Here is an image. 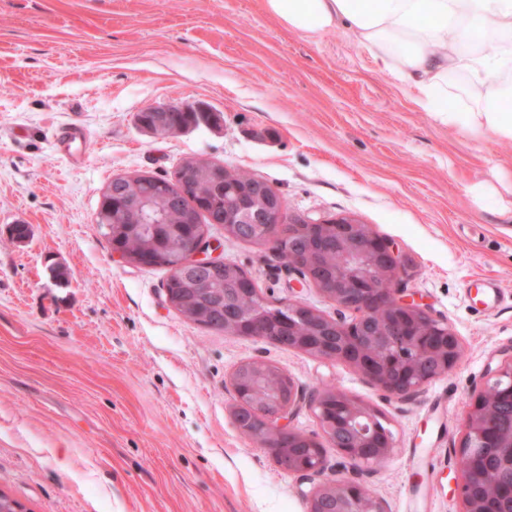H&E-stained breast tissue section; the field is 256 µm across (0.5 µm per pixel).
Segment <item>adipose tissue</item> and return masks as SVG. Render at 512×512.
Returning a JSON list of instances; mask_svg holds the SVG:
<instances>
[{
  "instance_id": "1",
  "label": "adipose tissue",
  "mask_w": 512,
  "mask_h": 512,
  "mask_svg": "<svg viewBox=\"0 0 512 512\" xmlns=\"http://www.w3.org/2000/svg\"><path fill=\"white\" fill-rule=\"evenodd\" d=\"M288 30L344 27L440 125L512 140V0H261Z\"/></svg>"
}]
</instances>
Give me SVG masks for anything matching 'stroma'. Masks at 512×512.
Returning <instances> with one entry per match:
<instances>
[{
  "label": "stroma",
  "mask_w": 512,
  "mask_h": 512,
  "mask_svg": "<svg viewBox=\"0 0 512 512\" xmlns=\"http://www.w3.org/2000/svg\"><path fill=\"white\" fill-rule=\"evenodd\" d=\"M414 96L346 30L294 33L259 0H0V491L27 512H306L311 484L229 413L231 372L259 360L384 414L395 448L366 482L389 512H463L469 404L512 348V141L438 125ZM157 106L221 120L157 137L136 120ZM70 123L89 135L77 164L53 148ZM188 158L390 241L459 365L388 399L347 364L187 321L165 270L113 254L96 211L112 178L171 179ZM210 234L267 299L335 316L269 248ZM485 277L503 293L490 310L468 299Z\"/></svg>",
  "instance_id": "obj_1"
}]
</instances>
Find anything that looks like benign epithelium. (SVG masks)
<instances>
[{
    "label": "benign epithelium",
    "instance_id": "obj_1",
    "mask_svg": "<svg viewBox=\"0 0 512 512\" xmlns=\"http://www.w3.org/2000/svg\"><path fill=\"white\" fill-rule=\"evenodd\" d=\"M174 111V106L147 108L138 124L154 135L174 134L180 131L170 121ZM213 223L224 225V232L236 239L259 240L278 254L288 253V271L312 284L340 310L333 318L300 300L270 301L244 274L242 287L254 290L260 306L246 320L224 310L225 334L264 340L268 309H280L288 321L277 346L345 363L389 399L413 396L460 363L459 336L400 288L403 256L368 225L348 216L290 218L280 194L259 177L224 200L223 215ZM218 248L201 232L175 272L189 268L204 275L224 263L213 256ZM311 252L339 257L336 273L314 274L306 262ZM348 312L352 316H346ZM282 376L285 390L271 410L263 411L255 408L251 392L241 388L237 373H231V416L238 429L268 451L283 473L315 482L307 496V512H388L385 502L360 479L364 469L390 456L394 448L393 434L381 413L338 390L339 417L332 420L326 415L328 396L317 391L311 404L319 432L301 433L291 425V416L302 391L287 373ZM327 445L336 449L355 477L327 475ZM483 448L496 449L484 459L483 467L497 473V494L512 503V354L467 415V432L459 450L463 512H484V500L473 491L478 478L474 458Z\"/></svg>",
    "mask_w": 512,
    "mask_h": 512
}]
</instances>
